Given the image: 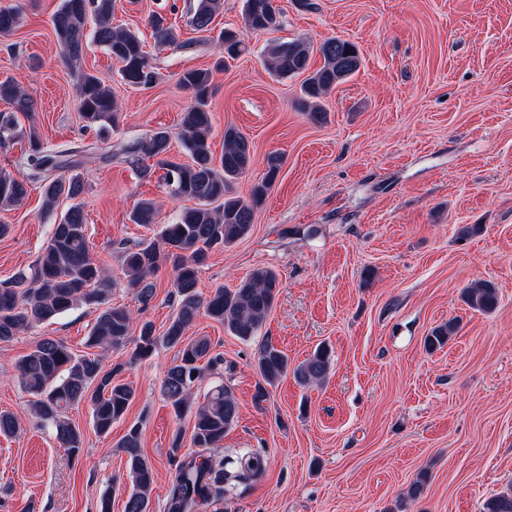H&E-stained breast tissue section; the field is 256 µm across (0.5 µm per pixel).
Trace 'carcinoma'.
<instances>
[{"mask_svg": "<svg viewBox=\"0 0 512 512\" xmlns=\"http://www.w3.org/2000/svg\"><path fill=\"white\" fill-rule=\"evenodd\" d=\"M116 0H63L53 18V28L64 58L77 74L78 109L85 123L100 128L118 119V103L112 88L98 76L79 67L88 38L104 47L120 64V76L132 85H148L155 79L153 66L143 50L141 39L133 32L112 25ZM221 6V0H196L191 25L206 30ZM21 21L15 9H0V37L15 32ZM243 21L255 32L273 31L281 26L273 0H245ZM159 46L177 42L175 29L160 15L149 22ZM224 60H234L247 46L238 35L226 30L222 35ZM322 65L310 70L313 53ZM267 69L278 77L304 74L299 106L307 118L321 124L327 120L322 101L348 78L355 75L361 59L353 43L330 37L311 49L303 39L273 41L264 50ZM183 88L192 93V102L182 113L177 138L190 161L170 155L172 134L163 129L149 139L124 150L125 161L146 177L151 167L144 159H155L164 171L161 179L171 198L192 201L194 205L179 212L172 224H159L149 242H141L121 252L128 286L147 305L154 295L151 276L161 261L172 262V288L176 312L160 336L146 322L140 334L132 335L129 309L106 304L109 279L103 266L91 255L87 240V214L83 195L86 184L78 169V151L48 148L43 145L32 118L33 101L13 80L0 81V100L12 111L0 113V146H20V160L29 173L19 178L0 168V207L21 204L29 188L42 186L44 214L55 217L52 234L30 272H20L0 286V343L12 341L19 333L62 314L73 306L86 304L99 310L88 337L87 346L120 348L135 342L134 356L147 358L160 345L177 349L174 363L161 384L166 402L180 418L191 407L192 387L202 378L210 343L205 337L189 339L186 332L202 315L224 326L244 342L251 341L271 312L282 287L279 275L268 267H257L234 289L218 288L204 298L197 291L201 268L208 254L230 247L252 231L255 213L274 185L282 159L278 154L266 158V172L251 188L248 197L231 194L232 184L250 169L253 155L249 138L234 126L224 128V154L215 164L211 149L212 117L208 102L213 88V72L190 69L180 77ZM29 120L28 126L20 118ZM69 201L68 208L55 216L57 203ZM159 211L152 199L140 201L130 219L135 224H158ZM463 300L469 308L490 312L498 303V292L490 281H476L465 288ZM458 328L449 321L431 329L424 346L432 351L448 344ZM256 369L262 379L255 399L264 400L268 388L293 372L303 386L324 382L331 368V353L322 346L304 362L289 368L288 356L266 340L255 352ZM23 390L32 397L31 409L39 420L50 426L56 440L72 457L83 448L81 432L69 420L68 410L89 403L97 433H109L135 397L132 386L114 380V370L104 369L97 356L76 355L60 339L44 337L16 363ZM95 390H90V387ZM238 402L228 386L215 387L195 413L192 441L200 452L176 466L168 495L167 512H196L200 506L224 501L231 489L261 477L267 460L258 449L242 448L230 458L216 459L223 447L224 434L238 419ZM118 447L127 456L131 488L124 512H150V490L155 472L145 457L141 428L132 425ZM485 512H512V495L492 497Z\"/></svg>", "mask_w": 512, "mask_h": 512, "instance_id": "1", "label": "carcinoma"}]
</instances>
